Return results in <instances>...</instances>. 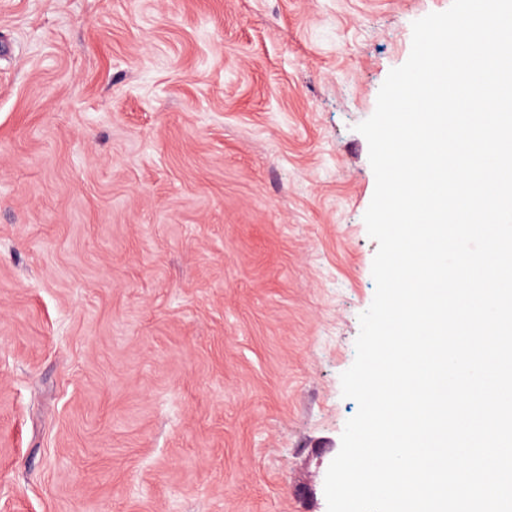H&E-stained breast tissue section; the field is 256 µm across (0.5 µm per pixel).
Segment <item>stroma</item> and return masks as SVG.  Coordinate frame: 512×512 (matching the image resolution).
I'll return each mask as SVG.
<instances>
[{"label":"stroma","instance_id":"35a3bbf8","mask_svg":"<svg viewBox=\"0 0 512 512\" xmlns=\"http://www.w3.org/2000/svg\"><path fill=\"white\" fill-rule=\"evenodd\" d=\"M451 3L0 0V512H327L357 126Z\"/></svg>","mask_w":512,"mask_h":512}]
</instances>
